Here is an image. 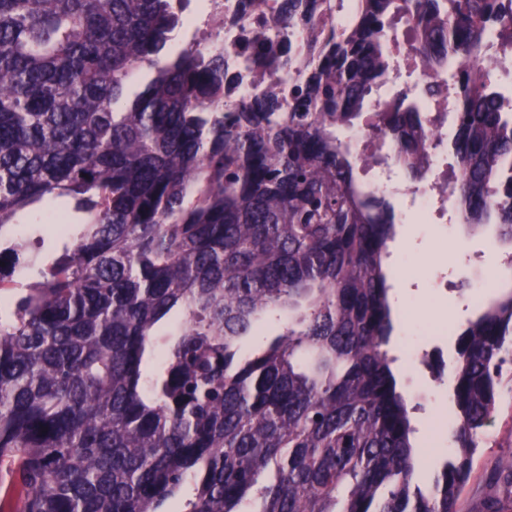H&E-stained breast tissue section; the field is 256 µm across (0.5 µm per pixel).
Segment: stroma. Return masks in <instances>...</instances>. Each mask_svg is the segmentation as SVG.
Segmentation results:
<instances>
[{
	"instance_id": "35a3bbf8",
	"label": "stroma",
	"mask_w": 512,
	"mask_h": 512,
	"mask_svg": "<svg viewBox=\"0 0 512 512\" xmlns=\"http://www.w3.org/2000/svg\"><path fill=\"white\" fill-rule=\"evenodd\" d=\"M392 203L399 217L390 244L395 270L392 294L401 297L405 314L394 324L389 350L397 359L426 462L419 480L428 484L449 454L443 443L454 414L448 379L454 367V332L479 313L480 297L471 285L477 282L505 292L512 289V279L499 274L503 251L492 246L490 233L441 237L434 218L410 216L402 197H393ZM418 324H445L450 333L419 336L413 331ZM511 456L512 365H508L491 422L480 439L460 512H480L491 492V470L499 460Z\"/></svg>"
}]
</instances>
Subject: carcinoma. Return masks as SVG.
Instances as JSON below:
<instances>
[{"label": "carcinoma", "mask_w": 512, "mask_h": 512, "mask_svg": "<svg viewBox=\"0 0 512 512\" xmlns=\"http://www.w3.org/2000/svg\"><path fill=\"white\" fill-rule=\"evenodd\" d=\"M181 2L0 0V512H458L512 291L457 334L452 448L423 490L387 349L396 214L338 132L391 141L411 186L430 169L440 101L377 98L411 16L407 56L463 100L436 188L512 249V92L489 55L512 53V0H280L263 25L306 21L310 51L258 32L288 93L225 111L223 52L170 45ZM36 204L49 263L12 231ZM268 316L281 332L239 360ZM489 484L512 488V458Z\"/></svg>", "instance_id": "cac0c4a2"}]
</instances>
